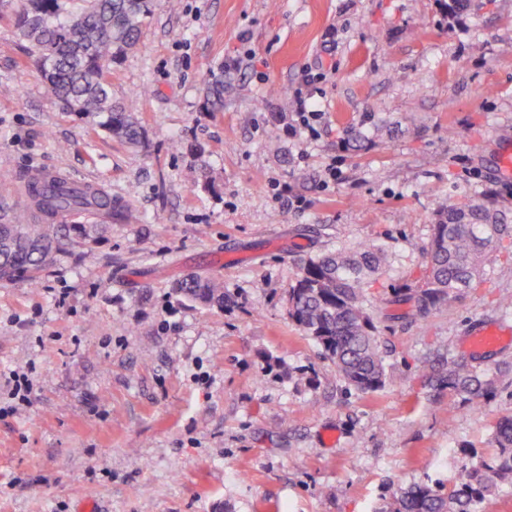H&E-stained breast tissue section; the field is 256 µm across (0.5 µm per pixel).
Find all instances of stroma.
<instances>
[{"label": "stroma", "mask_w": 512, "mask_h": 512, "mask_svg": "<svg viewBox=\"0 0 512 512\" xmlns=\"http://www.w3.org/2000/svg\"><path fill=\"white\" fill-rule=\"evenodd\" d=\"M22 7L0 0V218L27 169L99 183L137 218L83 246L70 217L36 282H0V375L33 380L0 416V512H388L401 487L451 493L512 383L462 405L422 365L512 327V258L493 251L484 285L426 321L390 299L417 291L443 208L490 199L512 221V179L489 169L512 140V0L453 18L444 0H158L109 75L136 147L54 104ZM300 89L323 114L312 138L288 131ZM371 241L386 380L360 395L288 292L305 259ZM188 277L223 281V305L177 295ZM504 336H508L507 340L511 341V329H503L492 325L481 326L470 336L469 349L483 350L488 346L497 344L504 340Z\"/></svg>", "instance_id": "35a3bbf8"}]
</instances>
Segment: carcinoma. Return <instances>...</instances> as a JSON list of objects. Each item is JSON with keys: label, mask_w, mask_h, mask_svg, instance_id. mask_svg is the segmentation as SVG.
Masks as SVG:
<instances>
[{"label": "carcinoma", "mask_w": 512, "mask_h": 512, "mask_svg": "<svg viewBox=\"0 0 512 512\" xmlns=\"http://www.w3.org/2000/svg\"><path fill=\"white\" fill-rule=\"evenodd\" d=\"M79 2L75 12L64 16L59 0H26L19 34L37 47L36 62L55 105L79 116H103L109 134L137 144L142 129L132 107L112 98L107 74L112 63L139 45L154 0ZM206 97L214 108L223 105L224 78L209 82ZM25 177L33 182L30 205L0 224V281L36 280L56 249L53 225L31 223L30 206L47 218L60 208L94 204L106 207L117 221L134 218L126 205L116 207L102 196L73 193L56 180L31 172ZM511 232L502 214L485 205L448 206L432 225L421 289L409 297L413 316L423 319L432 309L480 287L490 253ZM386 261L385 249L377 244L326 252L304 262L301 277L289 291L293 322L316 342L345 383L362 394L377 392L385 384L365 288ZM174 291L191 302L224 305V283L217 279H185ZM425 367L429 381L443 384L448 397L473 406L493 394L509 372L507 364L480 367L452 353L440 369L428 362ZM492 441L495 451L466 463L448 496L426 485L408 486L398 490L390 512H477L483 501L512 483V415L495 421Z\"/></svg>", "instance_id": "obj_1"}]
</instances>
